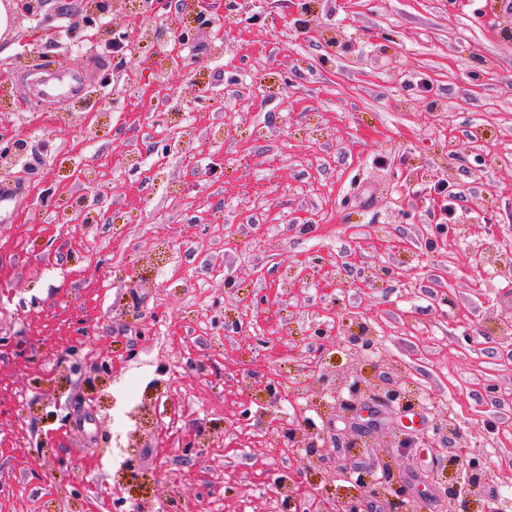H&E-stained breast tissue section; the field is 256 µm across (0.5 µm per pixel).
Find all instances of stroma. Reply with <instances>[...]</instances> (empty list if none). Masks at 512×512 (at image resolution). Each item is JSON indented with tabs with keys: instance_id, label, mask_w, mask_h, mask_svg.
I'll return each instance as SVG.
<instances>
[{
	"instance_id": "obj_1",
	"label": "stroma",
	"mask_w": 512,
	"mask_h": 512,
	"mask_svg": "<svg viewBox=\"0 0 512 512\" xmlns=\"http://www.w3.org/2000/svg\"><path fill=\"white\" fill-rule=\"evenodd\" d=\"M46 0L0 36V512H282L447 422L512 506V10L498 0ZM191 31L175 45L177 30ZM203 97L187 100L188 84ZM181 130L182 145L169 143ZM100 194L86 222L73 209ZM417 393L349 451L338 379ZM300 420L313 429L274 433Z\"/></svg>"
}]
</instances>
